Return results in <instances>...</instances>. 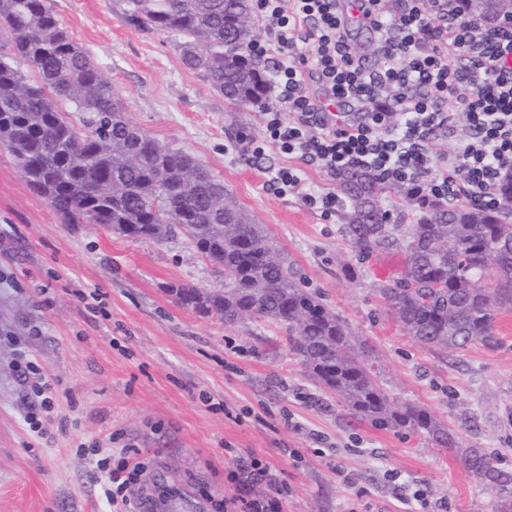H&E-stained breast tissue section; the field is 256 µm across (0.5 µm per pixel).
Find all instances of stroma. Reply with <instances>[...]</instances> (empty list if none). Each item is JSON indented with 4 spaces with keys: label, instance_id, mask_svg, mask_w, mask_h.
I'll return each instance as SVG.
<instances>
[{
    "label": "stroma",
    "instance_id": "35a3bbf8",
    "mask_svg": "<svg viewBox=\"0 0 512 512\" xmlns=\"http://www.w3.org/2000/svg\"><path fill=\"white\" fill-rule=\"evenodd\" d=\"M52 6L130 120L209 168L302 286L372 345L390 398L428 410L512 472V312L492 347L413 340L373 289L404 253L359 260L341 212L324 217L267 190L269 170L286 162L275 148L240 156L241 137L260 134L258 106L228 105L183 66L180 36L129 24L125 0ZM179 283L213 289L224 278L185 238L63 223L0 149V512H122L102 499L110 472L88 467L87 448L140 462L132 491L144 512H225L238 490L230 475L249 456L278 476L252 490L282 512H499L459 451L352 417L289 352L284 327L183 308L169 293ZM24 359L55 382L42 435L24 421Z\"/></svg>",
    "mask_w": 512,
    "mask_h": 512
}]
</instances>
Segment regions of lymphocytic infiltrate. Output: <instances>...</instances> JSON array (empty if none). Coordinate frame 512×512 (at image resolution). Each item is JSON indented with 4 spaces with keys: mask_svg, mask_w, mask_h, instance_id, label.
<instances>
[{
    "mask_svg": "<svg viewBox=\"0 0 512 512\" xmlns=\"http://www.w3.org/2000/svg\"><path fill=\"white\" fill-rule=\"evenodd\" d=\"M342 2L255 0L265 37L250 54L273 60L275 100L261 106V137L244 140L242 153L260 158L263 140L289 157L269 189L328 215L343 200L312 189L304 166L331 176L359 166L411 196L499 205L512 175V29L448 15L446 0H353L377 35L368 65ZM313 82L350 106L345 120L320 108ZM436 137L455 141L456 151L433 157Z\"/></svg>",
    "mask_w": 512,
    "mask_h": 512,
    "instance_id": "obj_1",
    "label": "lymphocytic infiltrate"
}]
</instances>
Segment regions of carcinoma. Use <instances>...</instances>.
<instances>
[{"label": "carcinoma", "mask_w": 512, "mask_h": 512, "mask_svg": "<svg viewBox=\"0 0 512 512\" xmlns=\"http://www.w3.org/2000/svg\"><path fill=\"white\" fill-rule=\"evenodd\" d=\"M137 28L183 37L181 61L204 74L234 106L262 102L267 69L247 53L256 36L252 0H126ZM81 113L80 125L61 104ZM109 81L57 17L50 0H0V148L65 224H101L131 239L183 235L224 274V291L173 284L175 301L226 324L245 318L288 330V349L361 419L459 442L429 411L397 406L344 321L302 288L224 185L187 152L163 144L126 115ZM347 200L340 233L359 258L398 250L400 276L375 290L406 333L430 346L497 343V321L512 309V178L495 211L430 201L411 224L396 213L395 188L353 167L336 176ZM471 473L512 512V474L484 448H460Z\"/></svg>", "instance_id": "1"}]
</instances>
